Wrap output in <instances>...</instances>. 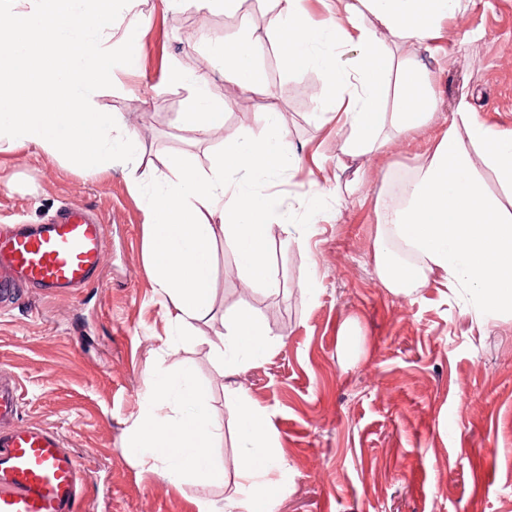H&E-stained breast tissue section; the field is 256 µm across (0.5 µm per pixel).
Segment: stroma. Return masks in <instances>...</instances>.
Masks as SVG:
<instances>
[{
  "label": "stroma",
  "mask_w": 512,
  "mask_h": 512,
  "mask_svg": "<svg viewBox=\"0 0 512 512\" xmlns=\"http://www.w3.org/2000/svg\"><path fill=\"white\" fill-rule=\"evenodd\" d=\"M256 5L240 17L145 0L137 69L94 98L134 136L132 162L91 174L32 145L0 151V225L43 224L76 204L101 217L105 237L101 266L78 295H0V364L18 383L16 425L59 433L84 476L77 512H222L239 494L243 448L238 410L224 398L230 385L272 421L287 471L277 512H512V313L479 319L438 278L395 295L375 259L386 234L379 196L400 197L457 98L468 96L486 125L512 129V0L440 21L437 51L393 46L395 61L420 62L441 109L357 157L343 151L351 128L332 100L307 94L323 73L288 68L280 34L267 28L272 0ZM199 21L219 40L244 24L265 33L269 49L256 62L264 96L224 97L215 57L179 37L180 25ZM171 69L207 76L212 98L227 100L221 132L204 138L181 121L187 88L154 92ZM271 104L287 122L284 149L300 160L263 186L281 200L268 223L279 287L251 284L235 250L216 239L210 315L173 336L148 263L147 197L174 163L208 174L223 138L265 134ZM357 176V194L337 191ZM319 185L325 217L309 224ZM242 311L265 327L273 351L228 379L207 340L226 334ZM156 370L172 378L191 371L207 388L223 425L209 450L223 482L173 484L163 463L133 450Z\"/></svg>",
  "instance_id": "35a3bbf8"
}]
</instances>
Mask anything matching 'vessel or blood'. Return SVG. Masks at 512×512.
<instances>
[{
    "mask_svg": "<svg viewBox=\"0 0 512 512\" xmlns=\"http://www.w3.org/2000/svg\"><path fill=\"white\" fill-rule=\"evenodd\" d=\"M101 223L78 208L47 224H16L0 234V293L21 284L79 289L91 284L104 253ZM18 410L9 377L0 378V512H76L83 478L57 433L4 430Z\"/></svg>",
    "mask_w": 512,
    "mask_h": 512,
    "instance_id": "1",
    "label": "vessel or blood"
}]
</instances>
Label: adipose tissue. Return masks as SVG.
<instances>
[{"mask_svg":"<svg viewBox=\"0 0 512 512\" xmlns=\"http://www.w3.org/2000/svg\"><path fill=\"white\" fill-rule=\"evenodd\" d=\"M475 2L336 0V19L319 25L302 0H274L270 23L286 37L282 51L290 66H312L324 73L334 106L352 129L345 149L354 156L380 146L386 125L405 133L432 120L438 110L439 100L421 66L412 60L394 65L387 40L379 39L378 30H385L388 39L427 44L436 39L439 20L455 17ZM369 16L376 27L366 25ZM261 44L260 35L244 30L210 46L224 61L226 82L258 97L265 94L255 67ZM348 45L356 46L359 55L345 67L339 63L338 50ZM174 83L189 89V104L182 114L186 124L204 134L221 126L224 105L211 99L204 76L171 71L154 90L163 93ZM265 126L263 136L224 140L210 176L175 164L170 179L147 199L149 260L156 286L166 299V312L180 326H190L210 311V247L216 236L234 246L253 283L269 290L278 286L267 236L275 202L234 178L241 171L262 177L293 166V158L280 147L285 122L276 107H268ZM462 129L469 145L458 138ZM473 150L501 188L512 193V131L486 127L467 97H460L447 130L419 166L402 201L379 202L385 226L421 260L394 263L382 251L378 273L388 288L404 295L440 278L462 289L469 307L491 314L512 310V211L488 194L474 173L469 156ZM210 347L228 377L270 350L263 326L246 315ZM148 397L153 412L136 427L137 447L145 458L166 462V477L176 481H221L224 472L207 449L222 428L208 412L204 389L187 375L177 383L160 375ZM225 398L239 409L246 443L240 470L245 494L231 499L227 512H275L283 486L271 445V420L237 389L226 388ZM165 408L169 416L157 418L156 410Z\"/></svg>","mask_w":512,"mask_h":512,"instance_id":"1","label":"adipose tissue"}]
</instances>
